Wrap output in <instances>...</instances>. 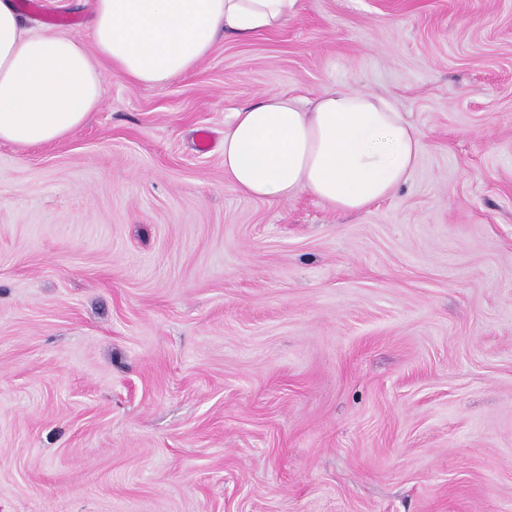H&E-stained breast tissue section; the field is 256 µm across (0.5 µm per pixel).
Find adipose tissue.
Segmentation results:
<instances>
[{
  "instance_id": "adipose-tissue-1",
  "label": "adipose tissue",
  "mask_w": 512,
  "mask_h": 512,
  "mask_svg": "<svg viewBox=\"0 0 512 512\" xmlns=\"http://www.w3.org/2000/svg\"><path fill=\"white\" fill-rule=\"evenodd\" d=\"M298 0H94L93 49L27 25L0 0V142L65 138L100 101L96 58L134 83L162 87L193 71L218 36L247 42L280 29ZM421 143L389 100L332 90L308 102L269 94L224 126V178L258 200L306 191L341 214L367 210L406 183Z\"/></svg>"
}]
</instances>
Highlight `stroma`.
I'll list each match as a JSON object with an SVG mask.
<instances>
[{
    "label": "stroma",
    "instance_id": "stroma-1",
    "mask_svg": "<svg viewBox=\"0 0 512 512\" xmlns=\"http://www.w3.org/2000/svg\"><path fill=\"white\" fill-rule=\"evenodd\" d=\"M334 89L417 129L406 184L225 183L236 108ZM0 512H512V0H300L0 143Z\"/></svg>",
    "mask_w": 512,
    "mask_h": 512
}]
</instances>
